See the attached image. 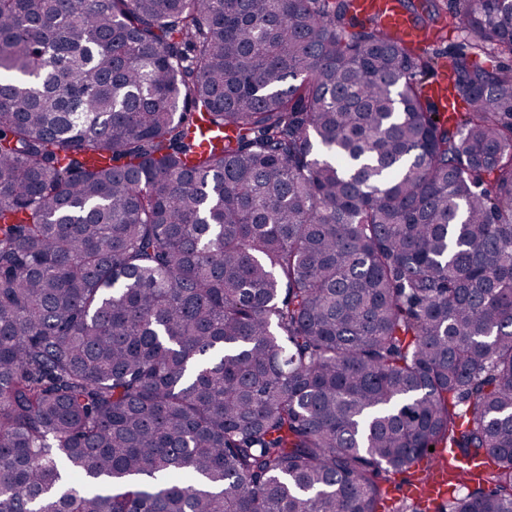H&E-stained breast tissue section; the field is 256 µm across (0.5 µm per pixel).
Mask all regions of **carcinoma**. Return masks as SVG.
Here are the masks:
<instances>
[{"label":"carcinoma","instance_id":"carcinoma-1","mask_svg":"<svg viewBox=\"0 0 512 512\" xmlns=\"http://www.w3.org/2000/svg\"><path fill=\"white\" fill-rule=\"evenodd\" d=\"M0 0V512H512V0ZM360 10L367 14L382 16L385 31L388 35L399 37L410 43L415 49H424L429 45V39L412 24L409 14L399 0H357ZM441 36V37H440ZM460 32L449 26L441 31L439 37L433 35L430 45L417 53L425 56L440 54L439 67L445 63L451 64V56L460 42ZM424 51V52H423ZM483 462L469 461L461 458H454V463L449 464L443 470H433L427 473L416 485L405 487L401 496L406 499L415 500L423 488L431 497L447 496L448 479L454 482L471 479L483 469ZM402 497L396 498V503L409 502Z\"/></svg>","mask_w":512,"mask_h":512}]
</instances>
